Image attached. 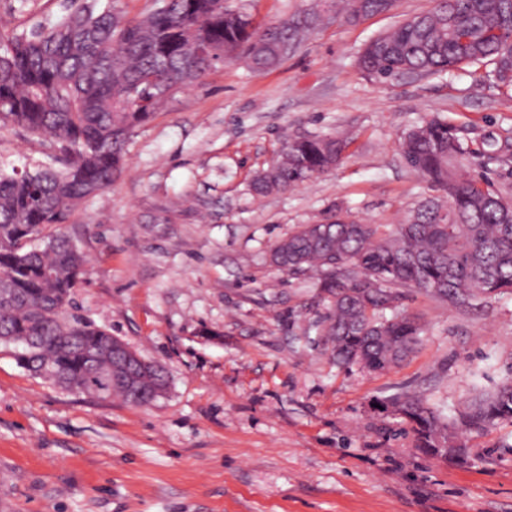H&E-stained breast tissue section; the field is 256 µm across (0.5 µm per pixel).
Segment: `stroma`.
I'll list each match as a JSON object with an SVG mask.
<instances>
[{
  "label": "stroma",
  "mask_w": 512,
  "mask_h": 512,
  "mask_svg": "<svg viewBox=\"0 0 512 512\" xmlns=\"http://www.w3.org/2000/svg\"><path fill=\"white\" fill-rule=\"evenodd\" d=\"M82 0H0V38ZM432 0L358 25L331 19L277 67L240 56L173 94L126 145L111 187L64 232L88 260L77 312L160 366L140 407L62 388L0 345V512H512V424L461 432L463 457L416 448L390 400L418 390L449 422L512 376V296L453 307L412 288L421 342L380 374L336 365L312 288L271 246L335 213L396 224L431 189L400 155L437 116L474 144L512 145V86L484 70L371 81L356 57ZM333 134L339 165L264 197L253 176L286 140ZM41 139L0 126V162H44Z\"/></svg>",
  "instance_id": "obj_1"
}]
</instances>
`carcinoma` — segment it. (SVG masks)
Returning a JSON list of instances; mask_svg holds the SVG:
<instances>
[{"label":"carcinoma","instance_id":"carcinoma-1","mask_svg":"<svg viewBox=\"0 0 512 512\" xmlns=\"http://www.w3.org/2000/svg\"><path fill=\"white\" fill-rule=\"evenodd\" d=\"M393 0H318L314 8L265 26L224 0H157L139 19L90 0L58 22L0 40V125L44 139L47 161L23 171L0 168V336L28 343L19 361L54 382L82 385L112 366V333L71 313L87 259L61 232L78 204L112 185L124 145L174 92L194 86L240 51L252 68L272 69L326 14L356 24L389 11ZM512 0H434L431 9L367 42L360 70L384 83L403 74L435 75L477 65L512 86ZM343 140L324 135L287 141L251 184L257 195L285 191L334 168ZM477 149L433 116L402 136L401 157L435 194L387 227L340 213L302 224L272 247L282 271L314 275L325 312L318 321L331 356L344 367L387 371L420 343L417 318L399 305L400 289L433 294L454 307L512 293V201L482 175L466 173ZM428 455L450 430L441 411L416 394L391 400ZM512 422V381L470 400L467 431Z\"/></svg>","mask_w":512,"mask_h":512}]
</instances>
